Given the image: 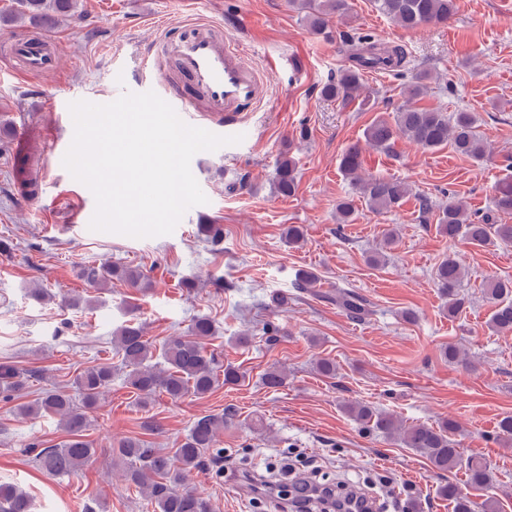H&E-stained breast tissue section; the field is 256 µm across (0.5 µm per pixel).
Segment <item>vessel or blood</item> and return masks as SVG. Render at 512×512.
I'll return each instance as SVG.
<instances>
[{"label": "vessel or blood", "mask_w": 512, "mask_h": 512, "mask_svg": "<svg viewBox=\"0 0 512 512\" xmlns=\"http://www.w3.org/2000/svg\"><path fill=\"white\" fill-rule=\"evenodd\" d=\"M160 48L174 56L188 84L184 90L166 85L164 101L189 125L235 133L245 110L262 94L257 72L236 44L216 37L211 27L194 25L164 40ZM12 51L26 72L42 73L56 67L61 45L44 34L13 42Z\"/></svg>", "instance_id": "vessel-or-blood-1"}]
</instances>
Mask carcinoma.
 Segmentation results:
<instances>
[{
    "instance_id": "carcinoma-1",
    "label": "carcinoma",
    "mask_w": 512,
    "mask_h": 512,
    "mask_svg": "<svg viewBox=\"0 0 512 512\" xmlns=\"http://www.w3.org/2000/svg\"><path fill=\"white\" fill-rule=\"evenodd\" d=\"M372 2L378 12L407 29L446 24L455 9L454 0ZM14 4V19L46 27L78 13L79 0H14ZM290 7L303 14L313 34L326 38L332 36L333 20L345 16L349 9L348 0H290ZM405 62L402 49L367 41L360 56V68L340 72L322 87L321 95L326 99L347 102L359 99L365 103L369 97L365 96L361 69L394 71L405 67ZM431 79L427 71L413 73L402 87L401 102L394 109L393 121L378 119L372 122L364 132L366 144L376 150L389 151L396 140L403 138L424 150L434 151L449 146L457 154L480 164L494 162V152L477 131L475 113H448L416 105L417 100L428 93ZM340 167L355 191V197H345L336 203L339 224L355 220L358 199L375 213H387L400 207L411 194V188L403 181L362 174V150L357 145L344 152ZM273 183L280 195H294L298 181L293 158L285 155L280 158ZM493 206L501 213H512V183L502 182L495 187ZM437 230L450 240L461 238L482 248L512 243V224H490L470 212L464 201L454 195L448 196V203L441 207ZM283 237L288 246L296 247L304 242V228L300 224H290L283 229ZM79 276L94 287H105L114 278L132 288L146 287L142 272L132 266L91 262L80 268ZM463 278L464 268L454 253L444 256L435 270V279L446 299L450 317L458 314L468 303L460 293ZM295 285L300 290L311 291L320 285V277L312 270H300L296 273ZM485 296L493 306L489 328L495 332L512 331V280L491 282ZM329 300L352 321L364 322L372 315L370 301L352 289L338 287ZM214 335L213 322L207 317H196L187 335L169 336L157 348L145 335L141 323L128 320L115 331L113 350L128 368L126 384L142 404H148L160 393L173 399L188 394L200 398L221 384L234 386L243 378L239 368L231 364L224 366L207 353L206 345ZM29 378L30 375L17 366L0 363V393L9 396L23 391ZM111 381L112 365L97 363L82 369L74 379L75 388L82 398L81 405H75L64 392L51 390L33 404L18 406L20 414L25 416H57L60 426L68 434V440L63 444L39 451L41 464L48 473L75 475L89 462L94 454V448L86 440L89 411L98 407L100 396ZM286 381V371L277 366L269 367L262 377L263 385L271 390L284 387ZM344 410L362 430L379 433L416 450L437 471L464 469L466 483L471 489L486 491L493 485V470L486 459L477 454L466 456L459 448L454 439L458 430L454 420L403 426L395 415L364 403H349ZM234 418L235 414L230 409L198 416L180 447L171 453L149 448L137 438L122 441L119 447L123 460L122 479L139 489L153 512H211L209 500L197 489L186 485L185 476L203 468L206 459L217 460L224 455V449L216 446L217 438ZM439 495L454 505V512H475L476 503L455 483L440 486ZM29 510L30 500L25 492L13 485L0 486V512Z\"/></svg>"
}]
</instances>
